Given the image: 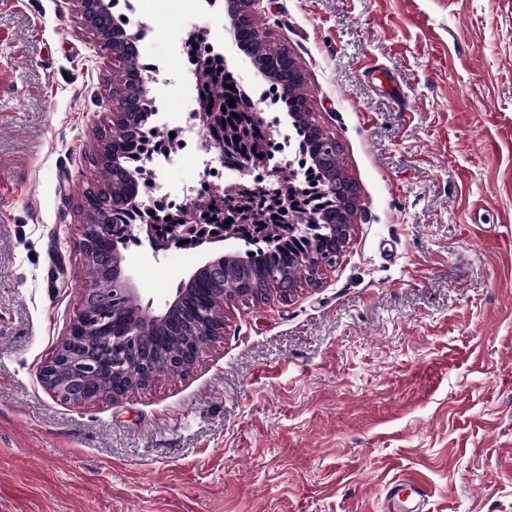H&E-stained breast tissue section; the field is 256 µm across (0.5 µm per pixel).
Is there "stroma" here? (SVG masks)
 <instances>
[{
	"instance_id": "stroma-1",
	"label": "stroma",
	"mask_w": 512,
	"mask_h": 512,
	"mask_svg": "<svg viewBox=\"0 0 512 512\" xmlns=\"http://www.w3.org/2000/svg\"><path fill=\"white\" fill-rule=\"evenodd\" d=\"M225 2L174 0L145 60L163 73L179 38L213 43L282 139ZM263 6L341 147L350 240L315 284L225 304L188 371L74 406L39 371L90 285L81 192L119 66L74 0H0V512H385L414 477L421 512H512V0ZM215 156L158 177L219 191ZM245 249L176 267L140 235L122 253L157 311L206 257Z\"/></svg>"
}]
</instances>
